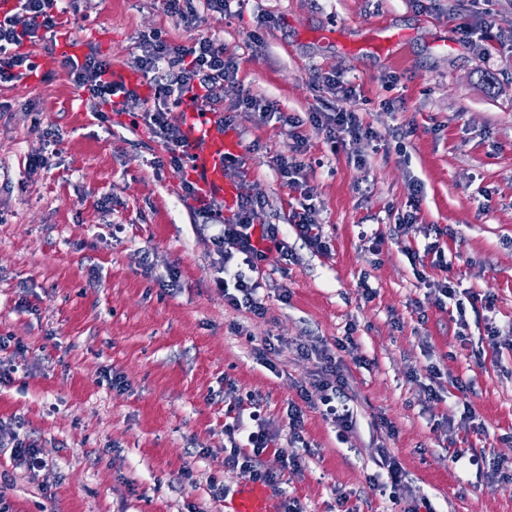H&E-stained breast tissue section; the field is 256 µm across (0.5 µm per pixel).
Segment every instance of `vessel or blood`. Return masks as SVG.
<instances>
[{"instance_id":"1","label":"vessel or blood","mask_w":512,"mask_h":512,"mask_svg":"<svg viewBox=\"0 0 512 512\" xmlns=\"http://www.w3.org/2000/svg\"><path fill=\"white\" fill-rule=\"evenodd\" d=\"M184 136L189 144L187 165L201 189L219 197L225 206L235 204L239 196L237 183L228 177L227 168L242 153L243 142L230 129L215 127L196 110L183 115ZM225 512H277L273 493L263 487H251L233 495Z\"/></svg>"}]
</instances>
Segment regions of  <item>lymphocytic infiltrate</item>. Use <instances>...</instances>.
<instances>
[{"instance_id": "lymphocytic-infiltrate-1", "label": "lymphocytic infiltrate", "mask_w": 512, "mask_h": 512, "mask_svg": "<svg viewBox=\"0 0 512 512\" xmlns=\"http://www.w3.org/2000/svg\"><path fill=\"white\" fill-rule=\"evenodd\" d=\"M58 0H18L16 8L0 17V82L25 78L37 68L31 53L23 52L25 43H36L42 34L54 33L53 10ZM140 55L133 66L153 85V100L142 99L136 88L114 82L110 64L94 55L69 60L68 67L75 84L88 93L91 107L120 101L123 111L139 109V117L164 148L170 167L184 170L187 151L182 128L169 119L173 109L183 100L199 102L204 111L215 117L217 125L232 124L233 115L223 107L220 91L235 80L238 66L234 57L226 55L222 45L209 36H201L190 46L172 45L161 32L142 38ZM338 104L329 112L313 110L312 122L320 124L332 144L350 145L360 138L379 139L373 127L363 124L352 107L354 87L343 80L329 79ZM301 137H294L287 149L271 156L269 164L281 180L297 192V202L289 214V222L298 235L316 251L324 252L328 244L322 234L313 203V191L306 177L307 163ZM265 202L260 198L240 197L232 218H225L223 201L209 197L201 200L199 214L214 228L213 244L222 262L224 276L217 286L230 307L263 316L266 308L259 296L261 283L257 277L270 253L288 256V243L279 225H256L255 220ZM320 374L304 391L302 404L288 408V428L294 441H301L306 408L320 409L340 431H349L353 412L345 395L347 381L340 364L328 352H321ZM230 451L224 458L229 466L252 468L257 480L274 485L279 476L270 470L258 469L261 456L268 450L272 432L257 412L236 416L224 426Z\"/></svg>"}]
</instances>
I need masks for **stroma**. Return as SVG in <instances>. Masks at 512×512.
<instances>
[{
  "instance_id": "obj_1",
  "label": "stroma",
  "mask_w": 512,
  "mask_h": 512,
  "mask_svg": "<svg viewBox=\"0 0 512 512\" xmlns=\"http://www.w3.org/2000/svg\"><path fill=\"white\" fill-rule=\"evenodd\" d=\"M57 22L116 77L144 34L219 39L238 63L225 102L246 91L276 102L323 159L308 181L330 250L288 222L295 194L269 166L287 128L236 111L249 147L240 193L266 200L257 221L280 225L292 254L261 268L264 317L231 308L182 173L133 115L96 116L60 59L35 84L0 83V371L11 374L0 424L47 462L31 471L0 455V512H224L226 495L256 484L224 463L238 397L278 428L261 466L281 471L278 500L305 512H394L371 486L385 449L433 512H512V0H245L230 19L198 9L191 26L161 0H71ZM386 31L403 41L381 48ZM332 75L355 85L380 140L334 150L310 123L336 104ZM399 126L410 136L392 138ZM39 154L46 168L30 171ZM414 202L417 230L393 238ZM431 227L448 261L432 278L458 283L463 300L492 295L497 336L484 308L457 312L419 282L409 253ZM365 232L382 234L379 253ZM348 335L350 353L336 347ZM303 346L341 363L353 427L306 409L309 449L285 470L286 411L320 366ZM457 450L503 478L453 464Z\"/></svg>"
}]
</instances>
